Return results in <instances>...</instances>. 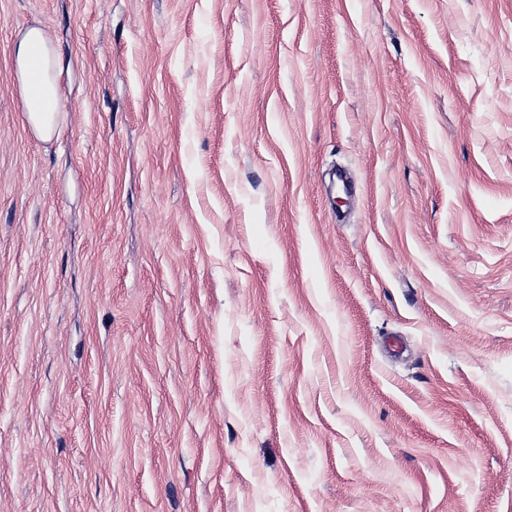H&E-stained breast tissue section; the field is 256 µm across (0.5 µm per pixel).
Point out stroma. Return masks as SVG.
<instances>
[{"label": "stroma", "instance_id": "35a3bbf8", "mask_svg": "<svg viewBox=\"0 0 512 512\" xmlns=\"http://www.w3.org/2000/svg\"><path fill=\"white\" fill-rule=\"evenodd\" d=\"M0 512H512V0H0ZM16 63L20 81V105L32 131L50 140L64 115V102L57 83L61 60L45 31L25 30L16 44Z\"/></svg>", "mask_w": 512, "mask_h": 512}]
</instances>
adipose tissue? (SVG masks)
Instances as JSON below:
<instances>
[{"mask_svg":"<svg viewBox=\"0 0 512 512\" xmlns=\"http://www.w3.org/2000/svg\"><path fill=\"white\" fill-rule=\"evenodd\" d=\"M20 81V105L32 131L50 140L64 115V102L57 83L61 60L45 31L25 30L16 45Z\"/></svg>","mask_w":512,"mask_h":512,"instance_id":"adipose-tissue-1","label":"adipose tissue"}]
</instances>
